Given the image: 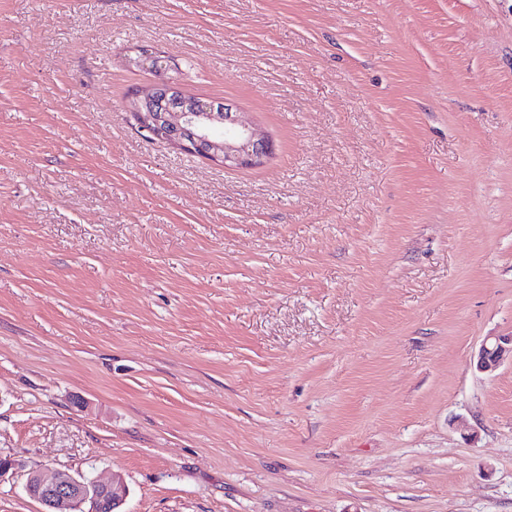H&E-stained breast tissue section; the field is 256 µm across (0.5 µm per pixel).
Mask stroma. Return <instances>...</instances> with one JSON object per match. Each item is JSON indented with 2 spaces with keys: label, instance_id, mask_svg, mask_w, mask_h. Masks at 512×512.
<instances>
[{
  "label": "stroma",
  "instance_id": "35a3bbf8",
  "mask_svg": "<svg viewBox=\"0 0 512 512\" xmlns=\"http://www.w3.org/2000/svg\"><path fill=\"white\" fill-rule=\"evenodd\" d=\"M152 46L273 153L144 138ZM512 0H0V512H512ZM507 359L512 363V336H494L482 343L473 356V363L478 371L491 373ZM28 496L39 501L44 512H74L85 502H90L88 512H99L102 502V512L116 511L126 496V488L119 475H113L109 482L86 480L75 477L67 470H56L50 476L41 472H32L25 483ZM118 512V511H116Z\"/></svg>",
  "mask_w": 512,
  "mask_h": 512
}]
</instances>
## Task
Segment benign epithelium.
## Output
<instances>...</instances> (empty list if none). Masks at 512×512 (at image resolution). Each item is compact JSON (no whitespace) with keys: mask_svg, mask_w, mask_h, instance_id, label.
I'll list each match as a JSON object with an SVG mask.
<instances>
[{"mask_svg":"<svg viewBox=\"0 0 512 512\" xmlns=\"http://www.w3.org/2000/svg\"><path fill=\"white\" fill-rule=\"evenodd\" d=\"M135 63L158 76L157 82L138 90L130 100L140 130L149 137L226 167H254L272 154L270 140L253 128L236 106L189 96L164 77L172 69L165 56L141 48ZM507 359L512 360V336H494L482 343L473 363L478 371L491 373ZM25 492L45 507L44 512H76L85 502L90 503L88 512H98L104 501L115 510L126 496L118 475L100 482L77 478L67 470H56L49 476L30 473Z\"/></svg>","mask_w":512,"mask_h":512,"instance_id":"7a95c632","label":"benign epithelium"}]
</instances>
